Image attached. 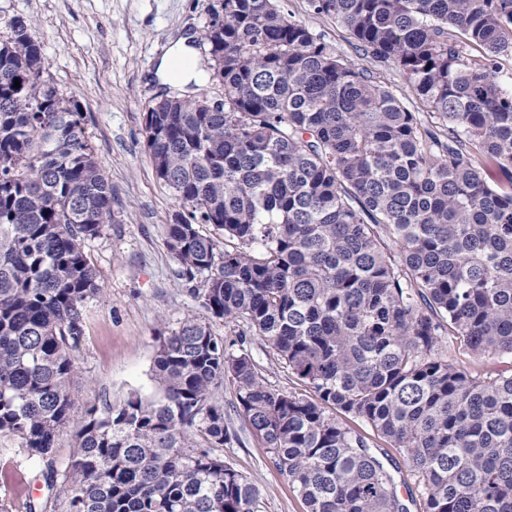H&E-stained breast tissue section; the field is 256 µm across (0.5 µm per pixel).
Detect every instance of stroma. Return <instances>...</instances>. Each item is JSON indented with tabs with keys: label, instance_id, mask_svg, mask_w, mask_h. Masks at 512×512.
Wrapping results in <instances>:
<instances>
[{
	"label": "stroma",
	"instance_id": "obj_1",
	"mask_svg": "<svg viewBox=\"0 0 512 512\" xmlns=\"http://www.w3.org/2000/svg\"><path fill=\"white\" fill-rule=\"evenodd\" d=\"M217 0H0V24L11 18L31 23L43 44L56 83L81 105L84 128L97 148L99 162L112 185L114 220L86 252L99 275L102 293L88 309L82 341L75 353L79 380L71 387L76 415L93 405L123 403L130 393L159 395L153 361L159 332L187 317L207 319L200 300L177 275L178 264L166 247L167 228L178 205L155 174L143 135V114L165 91L223 98L195 53L203 76L186 86L163 80L160 60L183 35H199ZM286 10L316 31L337 52L354 55V41L328 19L310 13L307 0H284ZM211 322L217 336L233 350L251 354L274 388L307 394V387L257 336L236 323ZM237 441L224 458L260 492L261 512H306V506L275 469L261 445L244 429L235 409L232 380L212 395ZM75 425L57 435L52 462L29 459L18 439L0 435V496L26 512V499L51 503L62 497L52 481L73 452Z\"/></svg>",
	"mask_w": 512,
	"mask_h": 512
}]
</instances>
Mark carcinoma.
I'll use <instances>...</instances> for the list:
<instances>
[{
    "mask_svg": "<svg viewBox=\"0 0 512 512\" xmlns=\"http://www.w3.org/2000/svg\"><path fill=\"white\" fill-rule=\"evenodd\" d=\"M223 2L198 45L224 100L163 94L144 113L179 207L166 245L210 317L260 336L313 397L187 317L159 336V398L84 412L61 512H261L220 454L237 438L210 400L226 376L307 512H409L386 451L338 413L402 451L423 512H512V368L473 375L443 350L512 358V0H308L366 66L282 0ZM5 27L0 435L49 460L112 185L35 32ZM393 70L425 112L381 81Z\"/></svg>",
    "mask_w": 512,
    "mask_h": 512,
    "instance_id": "cac0c4a2",
    "label": "carcinoma"
}]
</instances>
